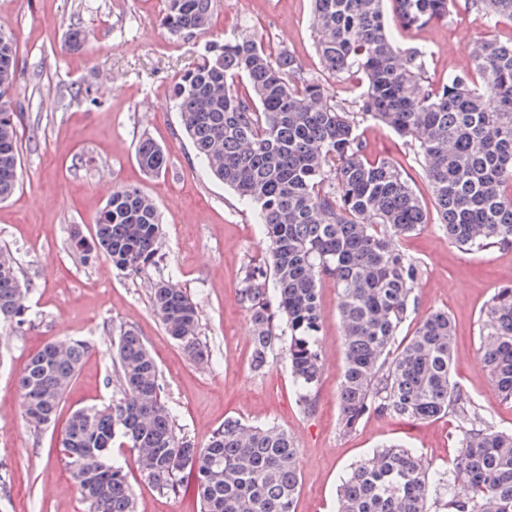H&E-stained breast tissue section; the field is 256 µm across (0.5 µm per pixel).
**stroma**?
I'll list each match as a JSON object with an SVG mask.
<instances>
[{
	"instance_id": "stroma-1",
	"label": "stroma",
	"mask_w": 512,
	"mask_h": 512,
	"mask_svg": "<svg viewBox=\"0 0 512 512\" xmlns=\"http://www.w3.org/2000/svg\"><path fill=\"white\" fill-rule=\"evenodd\" d=\"M310 9V0H212L207 32L173 35L160 25L163 0H0V28L16 41L13 98L21 114V182L0 202V247L13 253L21 282L30 287L28 323L0 325V397L19 403V379L46 342L88 345L55 428L35 429L19 410L0 418V470L11 477L0 489V512H89L66 465L60 430L74 409L119 397L112 344L126 328L141 336L158 365L177 436L204 445L228 418L288 432L302 476L296 512H336L342 477L386 443L414 449L429 471L447 470L457 453L455 414L427 421L372 415L352 433L341 430L344 340L331 279L319 283L323 364L314 411L300 408L281 347L255 368L252 323L239 290L246 266L266 256L264 228L250 205L206 173L171 100L174 83L209 44L247 31L293 53L306 72L321 76L329 98L353 102L356 81L321 74ZM394 36L402 47L426 51L425 79L437 84L467 68L465 46L511 41L512 21L457 0L448 20ZM358 132L370 157L397 161L413 190L431 203L422 161L403 139L372 121ZM145 136L167 153L161 174H146L136 160ZM114 186L143 191L162 219V258L138 275L103 257L83 263L67 246L71 225L92 234ZM401 248L422 273L416 311L398 344L421 317L447 311L455 328L453 382L489 425L512 432V402L502 398L479 355L485 306L498 288L512 286V246L465 251L432 222ZM158 281L187 290L196 304L204 358L184 350L155 315L151 285ZM128 481L136 512H200L196 497L159 493L136 468H129Z\"/></svg>"
}]
</instances>
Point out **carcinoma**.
I'll return each mask as SVG.
<instances>
[{
    "label": "carcinoma",
    "mask_w": 512,
    "mask_h": 512,
    "mask_svg": "<svg viewBox=\"0 0 512 512\" xmlns=\"http://www.w3.org/2000/svg\"><path fill=\"white\" fill-rule=\"evenodd\" d=\"M478 12L512 20V0H468ZM456 0H312L311 31L322 72L361 79L351 105L324 97L291 52L271 54L252 38L215 42L173 88L180 124L213 176L253 205L268 238L266 261L247 270L239 301L251 314L256 365L284 343L303 412L314 410L321 362L318 282L332 279L345 341L338 389L348 433L369 415L421 421L454 411L459 448L448 472H429L413 449L385 445L351 468L336 512H512V433L489 426L451 380L454 326L426 314L405 345L400 328L415 310L421 265L401 240L428 224L422 201L391 158H367L364 121L385 125L423 158L439 224L460 248L512 245V42L488 41L468 68L441 85L424 80L425 52L399 47L390 21L417 29L446 20ZM211 0H166L171 33L210 28ZM16 44L0 38V201L19 186V117L12 91ZM137 161L157 175L167 156L149 137ZM156 204L136 188L112 190L91 236L71 228L68 248L90 262L104 256L138 274L155 263L161 239ZM273 283L275 302L268 299ZM12 253L0 248V322H28ZM153 309L166 332L203 356L196 307L158 282ZM481 360L512 401V287L488 301ZM86 351L81 340L51 341L33 354L18 386L26 420H56ZM113 353L121 397L75 410L61 433L67 464L91 512H135L125 467L107 451L87 474L86 449L121 440L141 475L162 492H192L201 512H295L298 448L274 427L234 419L202 448L176 436L157 365L140 336L121 332Z\"/></svg>",
    "instance_id": "obj_1"
}]
</instances>
